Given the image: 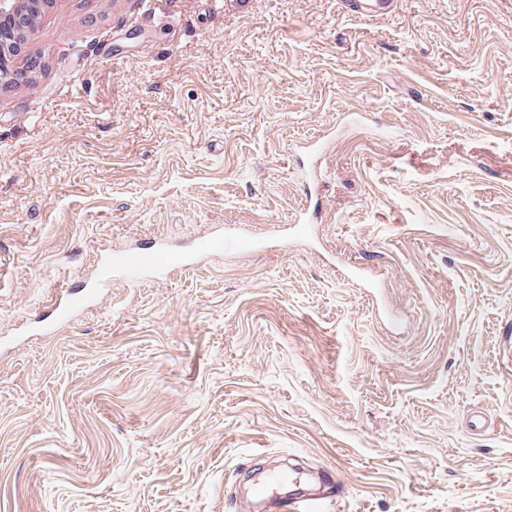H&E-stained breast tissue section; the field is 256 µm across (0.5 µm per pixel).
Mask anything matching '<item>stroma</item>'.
I'll return each instance as SVG.
<instances>
[{"label":"stroma","instance_id":"1","mask_svg":"<svg viewBox=\"0 0 512 512\" xmlns=\"http://www.w3.org/2000/svg\"><path fill=\"white\" fill-rule=\"evenodd\" d=\"M14 66L0 512H251L284 461L321 512H512V0H51ZM310 192L309 240L98 281ZM345 11L355 18L390 14L396 0H344ZM87 300L84 294L80 292L73 293L71 298L65 304H59L52 312V323L49 329L51 333L55 328L62 327L72 321L73 317L80 312Z\"/></svg>","mask_w":512,"mask_h":512}]
</instances>
